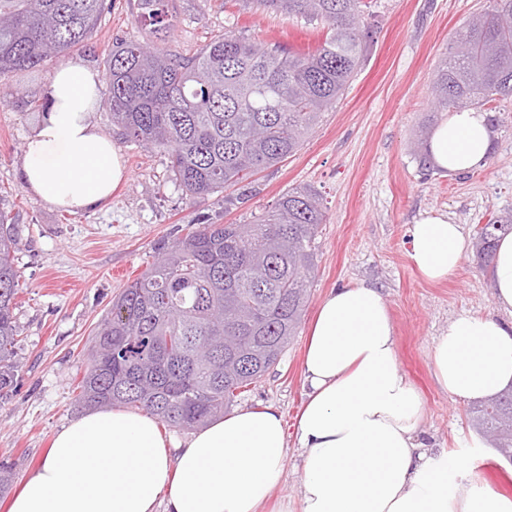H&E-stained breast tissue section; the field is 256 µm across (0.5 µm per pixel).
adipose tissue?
I'll return each instance as SVG.
<instances>
[{"label":"adipose tissue","mask_w":512,"mask_h":512,"mask_svg":"<svg viewBox=\"0 0 512 512\" xmlns=\"http://www.w3.org/2000/svg\"><path fill=\"white\" fill-rule=\"evenodd\" d=\"M97 71L81 59L43 86L46 108L25 140V189L67 212L105 205L128 179L120 147L92 122ZM431 163L449 175L485 168L493 154L488 115L452 112L433 129ZM408 257L426 279L448 278L469 241L462 225L426 212L408 229ZM499 316L457 313L433 344L437 385L454 401L484 400L512 384V234L489 269ZM307 399L298 416L303 480L299 510L274 512H512V499L478 485L462 457L421 440L424 405L401 371L388 304L362 283L330 290L304 357ZM282 415L241 408L173 440L141 411H89L56 434L9 512H264L286 459Z\"/></svg>","instance_id":"ef3b65f1"}]
</instances>
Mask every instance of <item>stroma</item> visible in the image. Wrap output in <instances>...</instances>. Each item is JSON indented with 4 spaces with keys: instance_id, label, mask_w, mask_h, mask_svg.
<instances>
[{
    "instance_id": "35a3bbf8",
    "label": "stroma",
    "mask_w": 512,
    "mask_h": 512,
    "mask_svg": "<svg viewBox=\"0 0 512 512\" xmlns=\"http://www.w3.org/2000/svg\"><path fill=\"white\" fill-rule=\"evenodd\" d=\"M488 0H374L364 25L368 55L342 99L292 157L202 199L174 180L167 153L128 140L107 108L92 120L120 147L130 177L106 205L67 213L40 201L18 174L27 135L44 109L41 90L60 59L0 81V210L17 226L20 272L16 322L21 347L14 392L0 399V462L11 465L13 491L45 458L56 432L79 416L75 386L88 362L92 332L111 301L158 258L161 242L190 224H251L289 189L313 186L324 221L315 239L316 277L298 334L280 361L237 399L236 408L274 405L283 416L288 456L273 499L296 498L303 478L297 416L306 400L303 357L308 327L333 288L366 283L386 298L401 371L417 387L425 417L419 432L431 448L459 452L471 433L467 404L435 384L433 342L458 312L496 314L489 266L468 252L447 279L429 282L413 268L407 230L424 211L447 213L468 237L512 214V98L490 119L494 152L481 170L448 176L427 152L415 151L445 111H434V69L455 32ZM138 0H106L99 26L72 49L95 70L113 44L138 41L192 55L229 30L261 44L315 50L327 29L320 22L266 15L245 0H171L170 32L141 24ZM482 486L512 498V464L491 448L470 462Z\"/></svg>"
}]
</instances>
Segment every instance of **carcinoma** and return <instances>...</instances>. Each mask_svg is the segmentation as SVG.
Listing matches in <instances>:
<instances>
[{
	"mask_svg": "<svg viewBox=\"0 0 512 512\" xmlns=\"http://www.w3.org/2000/svg\"><path fill=\"white\" fill-rule=\"evenodd\" d=\"M169 0H141L142 17L163 24ZM270 13L322 20L313 52L258 45L232 31L192 57L122 42L105 61L106 106L129 140L167 152L185 194L203 198L293 155L343 97L363 65L365 0H249ZM104 0H0V78L76 47L97 27ZM435 70L440 108H482L512 97V0H490L466 22ZM310 187L282 194L242 224H200L165 243L161 257L112 300L93 332L90 363L76 389L86 407L135 406L175 428L204 425L275 365L296 336L323 223ZM0 215V399L16 384L14 311L20 275L15 225ZM512 216L477 235L490 262ZM473 428L512 462V389L470 409Z\"/></svg>",
	"mask_w": 512,
	"mask_h": 512,
	"instance_id": "cac0c4a2",
	"label": "carcinoma"
}]
</instances>
